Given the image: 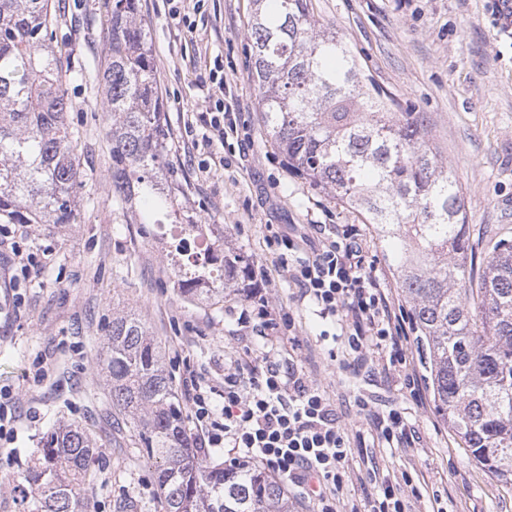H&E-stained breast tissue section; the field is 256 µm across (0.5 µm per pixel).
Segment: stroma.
<instances>
[{"mask_svg": "<svg viewBox=\"0 0 512 512\" xmlns=\"http://www.w3.org/2000/svg\"><path fill=\"white\" fill-rule=\"evenodd\" d=\"M52 44L66 65L63 86L68 122L84 169L78 224H32L24 245L50 249L49 262L22 280L25 302L0 316V388L21 414L12 455L0 454V512H24L14 477L24 472L43 437L62 423L78 425L95 449L87 467L88 512H160L155 464L140 450L136 431L112 410L99 359L104 328L113 316L140 318L158 344L174 386L187 369L216 388L224 366L250 342L252 354L273 355L281 366L303 367L330 397L348 430L352 455L343 487L346 502L365 505L379 473L403 485L408 512H512V483L475 463L432 401L418 403L402 374L387 378L359 366L343 338L315 306L300 301L282 276L269 241L295 227L356 224L366 251L395 307L405 308L382 248L360 217L331 194L288 168L260 121L251 73L247 25L252 0H201L184 4L185 19L167 0H139L148 24L154 67L171 133L173 191L181 215L224 227L227 248L264 267L269 316L278 335L299 349L272 347L262 325L238 321L247 278H235L223 308L183 300L174 286L175 264L166 242L149 236L134 213L117 219L107 172L112 118L102 110L100 65L107 45L104 0H52ZM315 16L336 29L365 75L401 110L424 113L442 157L464 197L472 257L481 260L489 240L512 238V34L496 25L491 0H313ZM224 62V101L234 109L237 132L224 148L203 149L185 135L202 134L209 68ZM52 372L42 383L37 358ZM399 409L417 438L405 448H381L372 423L356 404Z\"/></svg>", "mask_w": 512, "mask_h": 512, "instance_id": "35a3bbf8", "label": "stroma"}]
</instances>
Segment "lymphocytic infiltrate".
<instances>
[{
	"mask_svg": "<svg viewBox=\"0 0 512 512\" xmlns=\"http://www.w3.org/2000/svg\"><path fill=\"white\" fill-rule=\"evenodd\" d=\"M283 273L310 299L321 318H340L357 361L380 354L383 370L405 367L404 381L418 392L405 366L411 329L393 310L373 268L365 242L353 224H337L312 257L301 259L292 236H275ZM186 393L196 420L207 429L206 445L227 448L232 461L253 460L284 485L301 489L336 512L351 454L350 438L336 410L304 371L281 367L270 356L231 360L224 373V403L213 405L200 375L188 371Z\"/></svg>",
	"mask_w": 512,
	"mask_h": 512,
	"instance_id": "obj_1",
	"label": "lymphocytic infiltrate"
}]
</instances>
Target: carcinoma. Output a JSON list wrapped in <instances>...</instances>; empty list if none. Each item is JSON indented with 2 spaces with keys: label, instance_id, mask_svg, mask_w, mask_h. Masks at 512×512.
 Here are the masks:
<instances>
[{
  "label": "carcinoma",
  "instance_id": "1",
  "mask_svg": "<svg viewBox=\"0 0 512 512\" xmlns=\"http://www.w3.org/2000/svg\"><path fill=\"white\" fill-rule=\"evenodd\" d=\"M247 31L266 135L288 166L361 215L409 306L437 413L494 478L512 482V240L467 264L460 186L421 112H395L311 0H254ZM51 0H0V224H78L82 172L66 120ZM102 64L112 114V212L139 203L137 223L170 239L184 299L224 302L249 259L224 250L221 224L178 222L164 184L170 131L139 0H112ZM112 408L155 460L163 512H294L284 486L257 463L213 464L184 426L159 348L141 319L116 315L100 357ZM93 443L74 424L49 432L21 476L28 512H85Z\"/></svg>",
  "mask_w": 512,
  "mask_h": 512
}]
</instances>
